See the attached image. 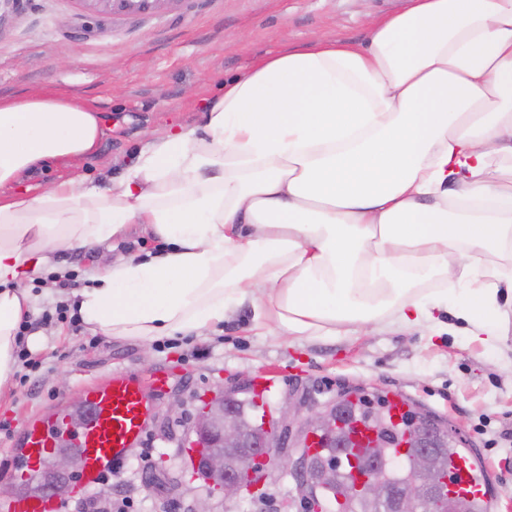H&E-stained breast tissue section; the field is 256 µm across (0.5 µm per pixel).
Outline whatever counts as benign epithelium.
I'll use <instances>...</instances> for the list:
<instances>
[{
    "mask_svg": "<svg viewBox=\"0 0 512 512\" xmlns=\"http://www.w3.org/2000/svg\"><path fill=\"white\" fill-rule=\"evenodd\" d=\"M93 13L124 11L143 13L158 8L166 0H84ZM336 403L308 406L303 398L291 393L281 406L269 413V418L254 423L249 433L242 428L237 410L224 399V389L213 392L205 405L197 409L193 425L184 439V445L195 448L191 467L195 478L207 483L210 495L235 501L245 494L264 488L270 471L291 466L300 471L298 460L287 448H308L312 443L325 448L336 438ZM399 447L415 448L417 479L404 485L395 495L394 512H422L428 504L421 489L426 484L441 483L437 474L429 473L432 464L431 444H418L413 435L399 439ZM53 476L47 485L56 497L69 493L71 483L83 471L81 456L57 453L51 463ZM348 495L382 502L389 494L383 481L367 473L347 490Z\"/></svg>",
    "mask_w": 512,
    "mask_h": 512,
    "instance_id": "1",
    "label": "benign epithelium"
}]
</instances>
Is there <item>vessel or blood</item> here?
Listing matches in <instances>:
<instances>
[{
    "instance_id": "b4317fda",
    "label": "vessel or blood",
    "mask_w": 512,
    "mask_h": 512,
    "mask_svg": "<svg viewBox=\"0 0 512 512\" xmlns=\"http://www.w3.org/2000/svg\"><path fill=\"white\" fill-rule=\"evenodd\" d=\"M168 378L154 373L150 383L119 371L105 382L85 388L84 418L70 428L64 416L49 415L30 426L24 436L22 480H31L42 470L52 452L70 444L84 457L82 486L94 484L104 473L124 462L138 447L148 426L152 395L164 392ZM489 472L478 471L472 455L460 453L450 459L448 488L461 498L483 503L490 498ZM58 501L37 490L14 498L9 512H58Z\"/></svg>"
}]
</instances>
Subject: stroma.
<instances>
[{
	"label": "stroma",
	"instance_id": "stroma-1",
	"mask_svg": "<svg viewBox=\"0 0 512 512\" xmlns=\"http://www.w3.org/2000/svg\"><path fill=\"white\" fill-rule=\"evenodd\" d=\"M408 0H167L140 14L93 15L84 0H21L0 16V98L55 90L96 105L103 133L95 155L52 163L22 179L33 190L63 179L99 183L131 165L150 132L193 126L207 99L226 78L244 73L259 57L286 46L303 47L317 36L349 42L366 37L369 20L406 8ZM60 281L33 287L44 346L27 383L13 382L0 403V478L18 468L29 424L73 405L88 383L124 371L149 380L167 371L169 383L155 401L141 445L111 481H98L72 499L122 490L126 509L110 512H189L208 487L185 469L180 446L200 399L217 385L266 379L269 405L294 391L309 403L334 400L344 387L403 396L457 429L478 464L491 473L489 512H512V289L499 297L503 340L485 347L454 311H440V331L381 332L364 325L354 336L294 339L251 329L254 310L243 303L220 330L206 336H168L144 346L134 338H106L54 317L55 307L84 287L93 254L59 258ZM165 473L159 487L150 479ZM268 498L216 501V512H278L289 503L302 512L303 492L290 473L272 471Z\"/></svg>",
	"mask_w": 512,
	"mask_h": 512
}]
</instances>
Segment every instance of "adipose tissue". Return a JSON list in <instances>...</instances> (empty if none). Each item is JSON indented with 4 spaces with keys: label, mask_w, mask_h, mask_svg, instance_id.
Listing matches in <instances>:
<instances>
[{
    "label": "adipose tissue",
    "mask_w": 512,
    "mask_h": 512,
    "mask_svg": "<svg viewBox=\"0 0 512 512\" xmlns=\"http://www.w3.org/2000/svg\"><path fill=\"white\" fill-rule=\"evenodd\" d=\"M103 118L55 92L0 99V397L31 285L61 254L140 224L162 258L117 253L73 293L85 328L151 345L204 336L242 302L284 336L431 330L456 301L500 339L512 269V0H411L354 45L324 36L225 80L198 125L153 132L116 180L17 189L92 155Z\"/></svg>",
    "instance_id": "1"
}]
</instances>
